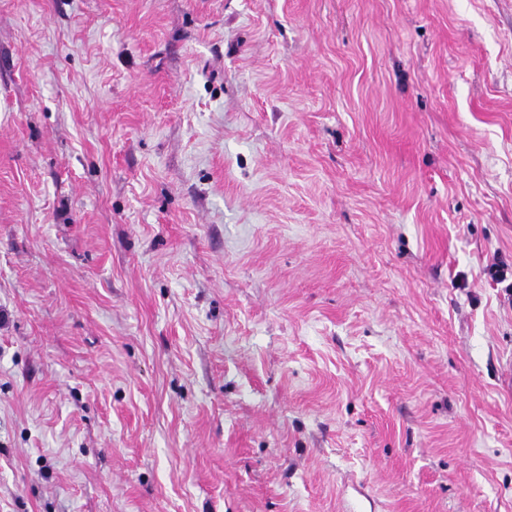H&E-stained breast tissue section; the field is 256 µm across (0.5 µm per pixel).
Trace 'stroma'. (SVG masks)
Instances as JSON below:
<instances>
[{
	"instance_id": "obj_1",
	"label": "stroma",
	"mask_w": 512,
	"mask_h": 512,
	"mask_svg": "<svg viewBox=\"0 0 512 512\" xmlns=\"http://www.w3.org/2000/svg\"><path fill=\"white\" fill-rule=\"evenodd\" d=\"M512 0H0V512H512Z\"/></svg>"
}]
</instances>
